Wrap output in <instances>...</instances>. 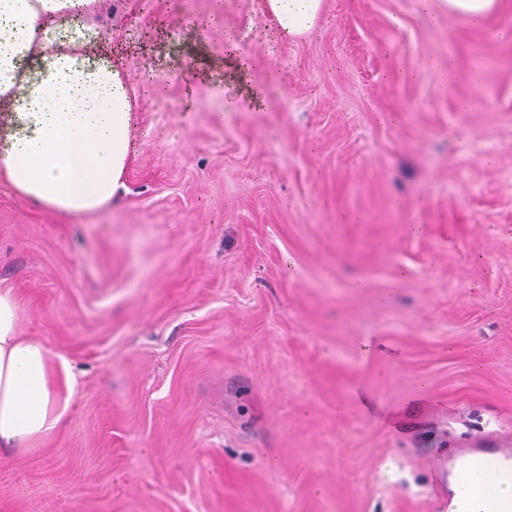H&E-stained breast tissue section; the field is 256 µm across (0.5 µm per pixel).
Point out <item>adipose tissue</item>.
<instances>
[{"label": "adipose tissue", "instance_id": "ef3b65f1", "mask_svg": "<svg viewBox=\"0 0 512 512\" xmlns=\"http://www.w3.org/2000/svg\"><path fill=\"white\" fill-rule=\"evenodd\" d=\"M325 0H263L269 44L308 35ZM96 0H0V181L61 213L103 209L132 154L136 90L120 58L97 45ZM427 12L479 24L501 0H424ZM76 380L45 343L22 336L0 291V453L57 431Z\"/></svg>", "mask_w": 512, "mask_h": 512}]
</instances>
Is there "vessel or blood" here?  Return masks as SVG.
Wrapping results in <instances>:
<instances>
[{
	"instance_id": "b4317fda",
	"label": "vessel or blood",
	"mask_w": 512,
	"mask_h": 512,
	"mask_svg": "<svg viewBox=\"0 0 512 512\" xmlns=\"http://www.w3.org/2000/svg\"><path fill=\"white\" fill-rule=\"evenodd\" d=\"M439 469L449 472L461 491L452 512H512V497L502 493L512 485L511 450L476 449L466 459L440 461Z\"/></svg>"
}]
</instances>
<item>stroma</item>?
<instances>
[{"label":"stroma","mask_w":512,"mask_h":512,"mask_svg":"<svg viewBox=\"0 0 512 512\" xmlns=\"http://www.w3.org/2000/svg\"><path fill=\"white\" fill-rule=\"evenodd\" d=\"M261 2L100 0L123 188L0 187V290L77 380L11 512H445L434 459L512 437V0H326L272 48ZM426 12L463 18L479 24L496 14L500 0H425Z\"/></svg>","instance_id":"35a3bbf8"}]
</instances>
